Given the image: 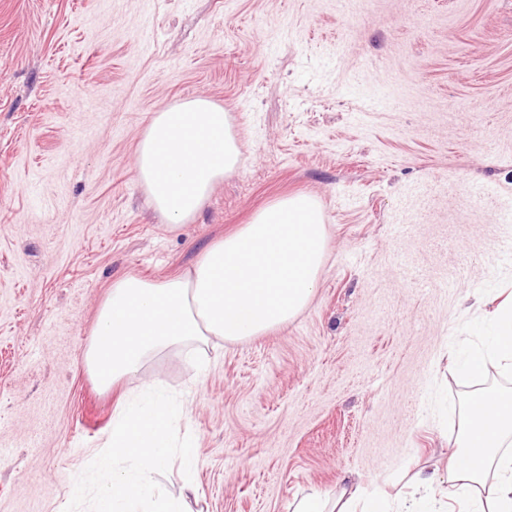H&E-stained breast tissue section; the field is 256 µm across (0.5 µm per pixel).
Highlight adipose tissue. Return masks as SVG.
Listing matches in <instances>:
<instances>
[{"label": "adipose tissue", "mask_w": 512, "mask_h": 512, "mask_svg": "<svg viewBox=\"0 0 512 512\" xmlns=\"http://www.w3.org/2000/svg\"><path fill=\"white\" fill-rule=\"evenodd\" d=\"M239 147L227 112L193 98L153 114L137 151V177L171 228L194 218L212 188L233 173ZM327 233L319 201L278 197L249 224L205 246L191 269L165 280L129 274L102 304L85 364L102 388L140 377L146 364L176 350L195 357L212 339L236 343L287 323L310 303L324 264ZM512 362V298L502 302L485 346L468 350L465 375L481 378ZM497 483L486 486L488 469ZM419 492L403 512H428L435 495L463 492L471 512H512V393L474 392L462 443L445 474H416Z\"/></svg>", "instance_id": "obj_1"}]
</instances>
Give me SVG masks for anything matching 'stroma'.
<instances>
[{"label": "stroma", "instance_id": "stroma-1", "mask_svg": "<svg viewBox=\"0 0 512 512\" xmlns=\"http://www.w3.org/2000/svg\"><path fill=\"white\" fill-rule=\"evenodd\" d=\"M224 108L240 162L179 229L136 177L153 113ZM317 198L327 252L280 328L171 351L189 512L395 501L445 469L455 365L512 295V0H0V512H64L118 390L84 363L119 277L185 273L274 198Z\"/></svg>", "mask_w": 512, "mask_h": 512}]
</instances>
